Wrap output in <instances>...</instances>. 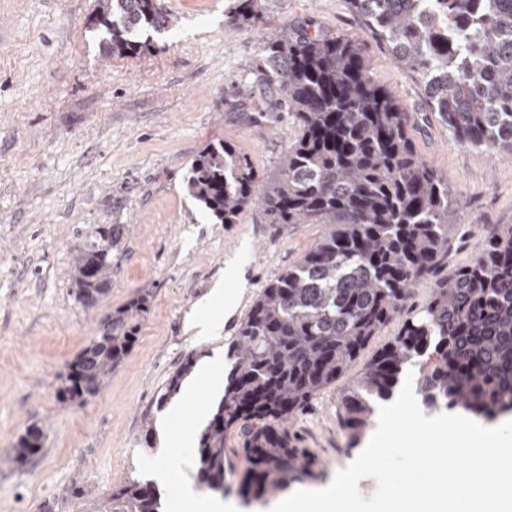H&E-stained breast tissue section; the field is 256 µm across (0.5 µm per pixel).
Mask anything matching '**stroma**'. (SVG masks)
Segmentation results:
<instances>
[{
  "mask_svg": "<svg viewBox=\"0 0 512 512\" xmlns=\"http://www.w3.org/2000/svg\"><path fill=\"white\" fill-rule=\"evenodd\" d=\"M232 0H156L169 19L153 51L105 55L92 19L97 0H0V458L28 428L43 447L0 467V512H97L113 485L143 478L145 421L187 357L205 363L229 346L267 281L295 264L319 224H272L251 206L236 224L212 223L183 189L208 143L236 144L260 174L276 172L298 127L240 93L265 69L262 43L292 27L340 33L359 44L374 78L410 117L420 156L447 181L468 225L449 270L469 264L486 225L512 224V151L480 159L425 106L422 83L395 63L349 0H262L251 26L227 25ZM115 227L112 288L77 303L71 270L97 225ZM247 288L214 340L196 336L199 300L224 278L229 257ZM148 310L130 353L96 396L61 404L66 366L100 322L139 296ZM393 321L346 377L288 420L298 447L319 460L310 489L355 460L336 413L338 393L392 341Z\"/></svg>",
  "mask_w": 512,
  "mask_h": 512,
  "instance_id": "obj_1",
  "label": "stroma"
}]
</instances>
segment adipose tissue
Listing matches in <instances>:
<instances>
[{"instance_id":"adipose-tissue-1","label":"adipose tissue","mask_w":512,"mask_h":512,"mask_svg":"<svg viewBox=\"0 0 512 512\" xmlns=\"http://www.w3.org/2000/svg\"><path fill=\"white\" fill-rule=\"evenodd\" d=\"M224 280V285L212 288L198 305L193 320L198 336L209 338L220 334L225 316L234 311L245 288L239 260L227 263ZM196 390V383H187L181 400L174 402L169 410L170 419L183 423L178 447L163 449L158 459L146 461L144 467L168 486L173 501L181 504L185 512H232V505L221 499L202 498L185 474L189 465L185 450L193 446L197 426L208 410L207 401L198 399Z\"/></svg>"}]
</instances>
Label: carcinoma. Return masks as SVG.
Instances as JSON below:
<instances>
[{
    "label": "carcinoma",
    "instance_id": "1",
    "mask_svg": "<svg viewBox=\"0 0 512 512\" xmlns=\"http://www.w3.org/2000/svg\"><path fill=\"white\" fill-rule=\"evenodd\" d=\"M260 0H241L230 17L258 19ZM371 35L424 82L427 106L448 130L485 158L512 150V0H350ZM103 50L134 56L152 49L167 18L155 0H98ZM274 86L267 112H286L299 137L262 176L236 145L204 147L187 168L184 190L216 224H238L257 203L271 224H322L294 265L267 282L232 343L224 395L201 432L197 482L224 493L235 474L224 445L240 430L248 467L245 499L276 495L314 476L315 459L293 444L284 423L343 375L370 339L399 315L414 288L434 280L423 309L405 321L364 372L339 394L349 439H363L377 404L394 398L407 368L432 413L459 410L485 421L512 412V224L484 229L466 268L446 275L456 204L417 152L408 113L372 76L362 49L342 34L291 28L263 44ZM113 229L96 228L72 266L75 298L90 308L112 288ZM148 299L104 320L67 364L62 403L96 395L128 355ZM195 366L190 356L162 388L178 394ZM32 427L4 463L38 454ZM99 512H162L156 485L129 479Z\"/></svg>",
    "mask_w": 512,
    "mask_h": 512
}]
</instances>
